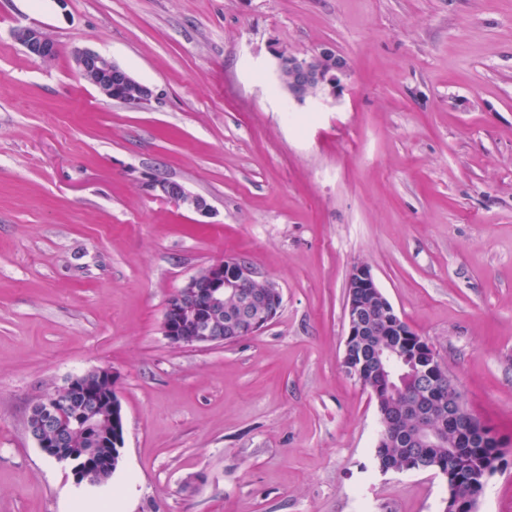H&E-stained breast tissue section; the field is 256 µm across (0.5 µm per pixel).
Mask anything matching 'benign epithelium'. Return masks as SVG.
Instances as JSON below:
<instances>
[{
  "label": "benign epithelium",
  "mask_w": 512,
  "mask_h": 512,
  "mask_svg": "<svg viewBox=\"0 0 512 512\" xmlns=\"http://www.w3.org/2000/svg\"><path fill=\"white\" fill-rule=\"evenodd\" d=\"M15 38L29 54L39 59L50 60L56 54L54 43L37 28H21L15 32ZM273 57L277 80L283 81L282 72L288 71V85L284 89L298 104L308 100L338 101L344 80L350 75L347 59L330 47L302 57L276 49ZM75 61L82 78L116 102L137 108L155 97L151 87L92 49L75 50ZM149 189L179 206L199 212L207 208L202 198L188 194L183 186L173 181L155 179ZM282 303V292L275 283L260 278L245 259L229 256L195 273L169 296L163 311L162 333L170 344L177 346L223 344L230 336H251L264 329L276 317ZM374 304L383 315L379 327L375 326L372 315ZM345 315L347 331L341 367L357 381L366 383L371 396L396 389L403 371L413 368L422 383L434 386L440 400H448V424L459 429L463 441L500 443L495 434L468 411L462 395L446 394L439 389L438 383L451 379L447 368L432 347L398 316L366 265L354 266L349 275ZM368 336H382L384 341L370 348ZM106 377L114 381L116 373L102 368L71 376L52 394L30 406L26 432L47 457L71 463V456L63 449L73 443L75 433L81 432L100 447L110 449L112 467L118 466L124 447V416L115 389L109 394L112 428L104 434L98 432L97 406L101 399L98 384ZM412 421L411 437L421 447H444L443 437L429 423L428 412L414 409ZM379 422L376 447L397 441L394 416L381 411ZM377 465L382 471L426 470L415 455L400 465L381 460ZM71 472L78 486L99 483L88 466L74 465ZM438 474L446 482L444 510L460 512L461 503L470 496L458 487L453 470L440 469Z\"/></svg>",
  "instance_id": "benign-epithelium-1"
}]
</instances>
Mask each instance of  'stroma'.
I'll use <instances>...</instances> for the list:
<instances>
[{
    "label": "stroma",
    "mask_w": 512,
    "mask_h": 512,
    "mask_svg": "<svg viewBox=\"0 0 512 512\" xmlns=\"http://www.w3.org/2000/svg\"><path fill=\"white\" fill-rule=\"evenodd\" d=\"M323 46L351 65L339 104L289 105L273 49ZM81 48L155 99L86 84ZM227 256L277 316L170 344L168 296ZM359 263L503 445L477 512H512V0H0V512H101L25 421L103 367L115 512H443L440 476L375 466L376 404L341 368ZM15 38L29 52V54L42 59L50 60L56 54L54 43L39 29L26 27L15 32ZM149 189L157 196L179 205L203 212L207 208L206 202L196 196H191L180 184L165 179H155L149 185Z\"/></svg>",
    "instance_id": "obj_1"
}]
</instances>
